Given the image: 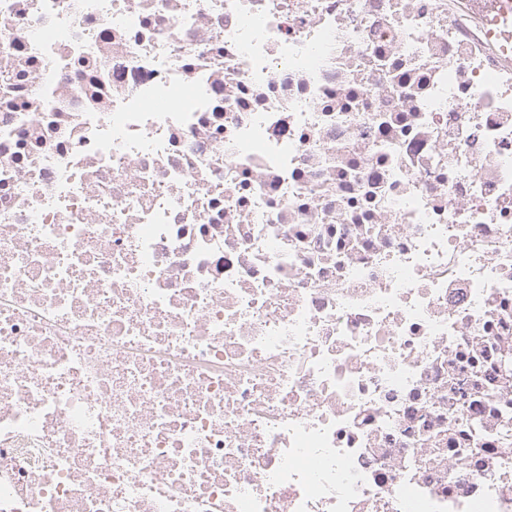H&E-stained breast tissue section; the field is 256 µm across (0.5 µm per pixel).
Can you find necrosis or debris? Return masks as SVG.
<instances>
[{"mask_svg": "<svg viewBox=\"0 0 512 512\" xmlns=\"http://www.w3.org/2000/svg\"><path fill=\"white\" fill-rule=\"evenodd\" d=\"M0 512H512L468 0H0Z\"/></svg>", "mask_w": 512, "mask_h": 512, "instance_id": "obj_1", "label": "necrosis or debris"}]
</instances>
